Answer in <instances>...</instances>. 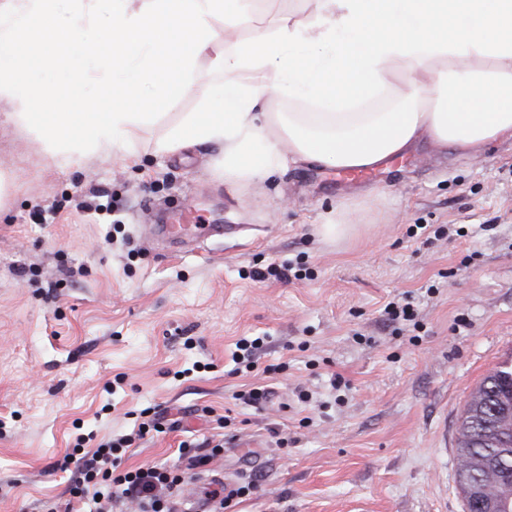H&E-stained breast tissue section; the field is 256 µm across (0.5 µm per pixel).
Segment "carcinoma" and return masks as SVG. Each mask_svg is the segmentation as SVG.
I'll list each match as a JSON object with an SVG mask.
<instances>
[{"mask_svg":"<svg viewBox=\"0 0 512 512\" xmlns=\"http://www.w3.org/2000/svg\"><path fill=\"white\" fill-rule=\"evenodd\" d=\"M458 486L468 499L465 476L475 473L483 497L512 512V366L492 369L471 394L457 429Z\"/></svg>","mask_w":512,"mask_h":512,"instance_id":"cac0c4a2","label":"carcinoma"}]
</instances>
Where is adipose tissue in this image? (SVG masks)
<instances>
[{
	"label": "adipose tissue",
	"mask_w": 512,
	"mask_h": 512,
	"mask_svg": "<svg viewBox=\"0 0 512 512\" xmlns=\"http://www.w3.org/2000/svg\"><path fill=\"white\" fill-rule=\"evenodd\" d=\"M58 2L0 0V97L53 152L133 145L149 110L189 92L201 57L224 83L158 148L217 145L228 180L373 169L422 141L477 155L512 135V0H314L308 20L232 48L213 24L234 28L250 0ZM20 47L64 81L20 67ZM381 97L386 110L369 111Z\"/></svg>",
	"instance_id": "ef3b65f1"
}]
</instances>
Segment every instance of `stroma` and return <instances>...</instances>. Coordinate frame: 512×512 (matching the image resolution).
<instances>
[{"label":"stroma","instance_id":"1","mask_svg":"<svg viewBox=\"0 0 512 512\" xmlns=\"http://www.w3.org/2000/svg\"><path fill=\"white\" fill-rule=\"evenodd\" d=\"M217 79L198 59L191 91L130 153H47L0 99V512L66 503L74 446L135 432L144 409L166 428L119 469L186 464L182 443L212 438L222 415L224 435L261 440L189 472L197 497L256 477L230 512H464L457 425L512 362V137L476 156L423 141L364 177L292 167L228 183L215 145L155 151ZM345 200L364 224L324 238ZM174 211L208 231L165 236ZM416 224L453 235L425 245ZM288 261L300 278L252 276ZM405 293L416 322L397 331L381 310ZM245 336L264 345L237 374ZM256 386L260 408L239 399Z\"/></svg>","mask_w":512,"mask_h":512}]
</instances>
